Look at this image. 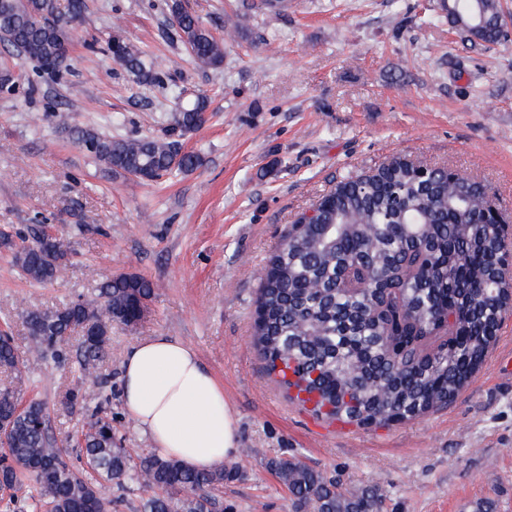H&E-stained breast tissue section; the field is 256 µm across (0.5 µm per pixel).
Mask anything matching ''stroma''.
I'll use <instances>...</instances> for the list:
<instances>
[{
    "mask_svg": "<svg viewBox=\"0 0 512 512\" xmlns=\"http://www.w3.org/2000/svg\"><path fill=\"white\" fill-rule=\"evenodd\" d=\"M57 77L9 57L15 83L0 92V234L54 229L70 252L51 284L22 278L0 246V332L21 356L0 387L21 384L46 402L66 439L102 407L134 454L149 438L125 414L121 364L135 342L189 343L224 386L237 419L236 468L219 497L224 512H292L267 467L287 455L336 476L342 490L377 487L381 512H512V314L478 372L447 406L389 426L327 423L290 403L253 346L259 273L290 225L340 180L395 157L449 165L481 181L512 219V0H501L507 36L468 40L439 17V0H290L268 31L237 16L240 0H182L223 34L240 17L252 36L228 46L217 71L196 67L169 22L166 0H85ZM118 35L152 53L165 85L138 80L105 50ZM211 98L210 119L185 142L195 171L144 183L107 173L55 118L107 135L159 134L182 90ZM120 273L155 293L135 327L113 325L96 377L75 360L29 351L25 315L94 292ZM83 399L62 406L70 390Z\"/></svg>",
    "mask_w": 512,
    "mask_h": 512,
    "instance_id": "obj_1",
    "label": "stroma"
}]
</instances>
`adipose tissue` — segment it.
I'll return each mask as SVG.
<instances>
[{
	"label": "adipose tissue",
	"instance_id": "ef3b65f1",
	"mask_svg": "<svg viewBox=\"0 0 512 512\" xmlns=\"http://www.w3.org/2000/svg\"><path fill=\"white\" fill-rule=\"evenodd\" d=\"M125 412L156 452L194 470L234 455L237 422L224 388L195 349L167 336L139 341L125 357Z\"/></svg>",
	"mask_w": 512,
	"mask_h": 512
}]
</instances>
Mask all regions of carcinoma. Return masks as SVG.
<instances>
[{"label": "carcinoma", "instance_id": "obj_1", "mask_svg": "<svg viewBox=\"0 0 512 512\" xmlns=\"http://www.w3.org/2000/svg\"><path fill=\"white\" fill-rule=\"evenodd\" d=\"M169 19L202 69L224 66L227 45L246 40L234 21L216 36L181 0H167ZM268 21L281 15L279 0H243ZM85 0H0V43L49 74L69 70L72 23ZM452 25L477 41H502L499 0H441ZM112 59L139 78L162 82L160 65L119 36ZM210 100L182 90L162 136L129 138L62 122L74 143L110 173L156 182L202 165L183 139L209 120ZM486 189L454 190L440 171L421 174L394 159L367 175L339 181L300 216L260 273L253 342L268 375L289 400L330 420L373 428L424 415L448 404L482 365L508 297L487 284L508 279L493 262L504 249L498 227L486 217ZM12 250L25 278L52 283L68 265V251L38 236ZM154 294L146 278L125 273L101 282L91 297L55 309L33 308L26 326L32 352L57 363L67 359L66 339L79 335L81 374L97 372L111 345L112 323L136 326ZM12 336L0 334V368L18 370ZM80 467L61 453L44 403H22L18 389H0V486L32 483L46 512H112L94 476L142 491L138 512H214V491L231 471L191 470L173 458L149 454L131 466V449L112 423L85 434ZM270 468L294 502L313 512H379L373 489L344 493L336 481L282 456Z\"/></svg>", "mask_w": 512, "mask_h": 512}]
</instances>
